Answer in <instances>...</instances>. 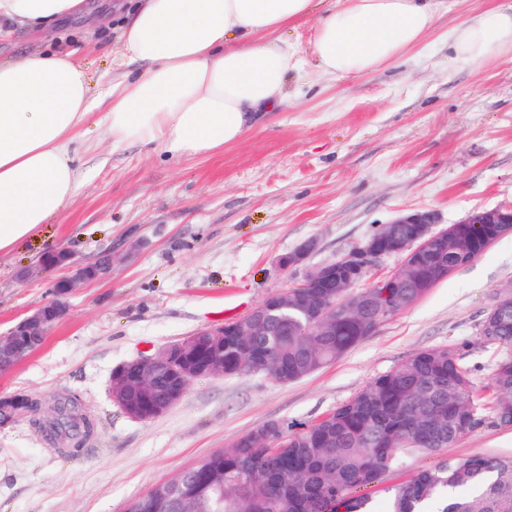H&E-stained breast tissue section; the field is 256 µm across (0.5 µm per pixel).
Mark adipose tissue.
Wrapping results in <instances>:
<instances>
[{"instance_id":"adipose-tissue-1","label":"adipose tissue","mask_w":512,"mask_h":512,"mask_svg":"<svg viewBox=\"0 0 512 512\" xmlns=\"http://www.w3.org/2000/svg\"><path fill=\"white\" fill-rule=\"evenodd\" d=\"M444 0H139L121 26L120 57L139 66L92 90L79 48L0 59V254L65 210L83 175L82 131L105 120L113 148L212 155L279 108L305 63L285 38L312 19L314 68L337 79L376 71L418 47ZM85 0H0V39L83 16ZM448 47L478 67L512 58V6L465 17Z\"/></svg>"}]
</instances>
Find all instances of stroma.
<instances>
[{
  "mask_svg": "<svg viewBox=\"0 0 512 512\" xmlns=\"http://www.w3.org/2000/svg\"><path fill=\"white\" fill-rule=\"evenodd\" d=\"M86 21L46 32L24 28L0 41L19 58L58 38L90 40L95 86L120 73L115 18L124 0H102ZM425 47L375 72L343 81L309 71L290 79L288 99L243 140L218 155L172 157L110 144L89 127L76 165L84 179L69 207L34 239L0 255V337L51 300L60 271L44 252L91 264L112 255L108 277L79 285L66 314L34 352L0 371V396L25 394L48 413L78 394L95 428L79 453L56 449L30 415L0 424V512H127L131 501L270 422L299 428L346 403L377 376L419 351L470 343L477 385L491 351L476 342L500 294L512 289V234L388 317L341 359L281 384L240 374L194 379L162 415L138 421L112 400L113 369L198 330L217 312L244 310L298 282L277 256L307 241L314 266L348 253L378 225L431 210L441 225L512 203V63L459 64L448 31L467 15L512 0H446ZM31 267L35 276L21 280ZM512 454V426L487 424L435 455L385 471L368 489L372 512H388L391 490L442 460Z\"/></svg>",
  "mask_w": 512,
  "mask_h": 512,
  "instance_id": "35a3bbf8",
  "label": "stroma"
}]
</instances>
